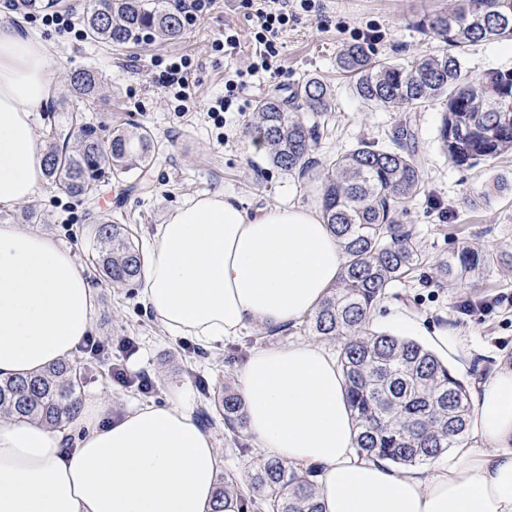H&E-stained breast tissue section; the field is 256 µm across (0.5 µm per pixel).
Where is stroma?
<instances>
[{
    "label": "stroma",
    "instance_id": "obj_1",
    "mask_svg": "<svg viewBox=\"0 0 512 512\" xmlns=\"http://www.w3.org/2000/svg\"><path fill=\"white\" fill-rule=\"evenodd\" d=\"M461 4L462 0H317L313 11L301 13L280 36L281 76L256 73L235 107L224 112L218 123L211 109L224 95L225 78L246 69L252 61L254 22L242 0H212L197 25L179 39L158 42L140 37L121 47L44 26L16 11L12 0H0L1 20L20 24L23 31L53 45L47 71L51 96L45 109L35 115L36 135H44L50 124L61 118L66 74L91 67L102 74L105 88L103 97L88 103L89 116L99 122L108 113H121L152 129L164 145L153 166L151 191L124 195L123 207L114 205L121 193L117 184L92 201L63 195L50 184L33 199L49 218L41 232L53 235L72 251L84 268L93 297L92 335L105 350L93 358L84 350L76 352L87 365L83 400H103L120 413L142 405L161 406L179 394L194 411H201L225 378L234 376L244 362L239 349L246 339L265 334L263 328L250 327L242 337L212 349L170 336L141 305L138 286L106 284L89 267L93 250L89 212L121 209L135 241L145 250L159 224L196 196L230 194L252 213L271 206L317 210L325 158L362 140L393 148L391 134L406 119L418 137L425 191L409 203L402 221L414 228L430 262L393 288L372 327L396 333V317L407 315L418 323L411 337L420 342L434 329L448 326L461 336L471 355V375L487 374L499 364L512 367V267L495 264L480 279L464 283L441 277L433 266L434 260L448 256L465 242L494 253L512 251V192L492 189L496 178L512 180V155L487 160L470 170L454 167L437 141L441 102H430L414 113L368 108L336 64L341 48L351 43L369 44L377 57L385 60H411L434 52L441 42L421 29L420 20L428 13L449 12ZM228 26L239 38L237 48L229 55L213 51V40ZM171 55L187 56L195 64L191 96L182 103L159 84V62ZM460 55L473 77L492 69H512V43L508 41L471 44L462 48ZM311 77L330 86L333 109L322 123L313 113L302 115L306 124H319L320 138L312 153L314 166L300 177L272 167L265 152L253 150L245 131L256 100L288 94ZM467 298L477 302V310L469 316L458 314V303ZM125 338L138 347L128 358L119 350ZM122 358L131 370L151 376L152 390L123 388L114 382L107 370ZM208 430L220 454V473L244 475L258 457V449L241 452L223 422L209 425Z\"/></svg>",
    "mask_w": 512,
    "mask_h": 512
}]
</instances>
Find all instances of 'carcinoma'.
Here are the masks:
<instances>
[{
    "label": "carcinoma",
    "mask_w": 512,
    "mask_h": 512,
    "mask_svg": "<svg viewBox=\"0 0 512 512\" xmlns=\"http://www.w3.org/2000/svg\"><path fill=\"white\" fill-rule=\"evenodd\" d=\"M85 35L122 46L142 33L163 40L183 35L179 11L162 0H92L79 13ZM449 47L482 40L512 41V0H465L451 13L420 21ZM356 96L371 108L417 109L442 101L439 141L448 159L472 168L512 153V71L493 70L471 79L462 58L446 51L411 61H383L370 46L351 44L338 56ZM64 122L50 126L45 175L65 195L93 199L102 187L129 174L143 181L162 143L151 129L112 121V135L87 120L83 103L96 98L101 76L94 70L67 74ZM322 117L332 111L328 86L309 78L286 96L256 101L247 134L267 149L269 163L305 175L316 127L297 112ZM396 149L361 141L327 160L322 183V220L345 254L341 278L320 306L302 321L303 331L337 346L346 398L356 430L355 448L403 466L433 461L466 438L471 414L465 384L430 349L417 341L371 328V316L392 288L428 262L412 228L399 221L407 204L424 192L415 133L399 125ZM89 261L103 281L123 287L142 272L143 254L127 225L94 215ZM512 265V253L491 255L472 245L437 261L445 277L480 278L492 262ZM84 363L59 361L39 373L0 380V417L56 428L81 410ZM217 417L247 447L245 403L229 382L213 397ZM311 466L300 475L288 463L258 458L242 478L226 474L216 486L215 512H322Z\"/></svg>",
    "instance_id": "1"
}]
</instances>
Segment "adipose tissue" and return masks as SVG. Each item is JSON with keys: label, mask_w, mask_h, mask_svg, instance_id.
Masks as SVG:
<instances>
[{"label": "adipose tissue", "mask_w": 512, "mask_h": 512, "mask_svg": "<svg viewBox=\"0 0 512 512\" xmlns=\"http://www.w3.org/2000/svg\"><path fill=\"white\" fill-rule=\"evenodd\" d=\"M48 42L0 24V204L44 184L34 112L49 99ZM345 257L303 207L249 215L220 193L191 199L160 225L140 301L169 335L212 348L249 326L296 325L320 304ZM92 297L54 236L0 225V377L64 360L93 327ZM262 456L316 465L322 512H512V368L470 387L471 440L435 470L359 458L336 359L314 343L256 349L237 372ZM63 433L0 419V512H213L218 451L181 399L114 417L87 403Z\"/></svg>", "instance_id": "1"}]
</instances>
